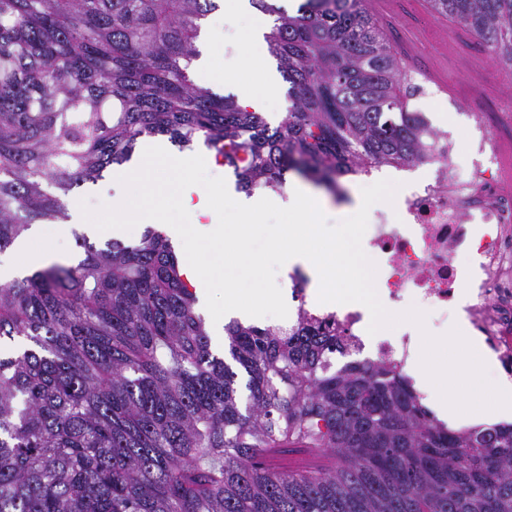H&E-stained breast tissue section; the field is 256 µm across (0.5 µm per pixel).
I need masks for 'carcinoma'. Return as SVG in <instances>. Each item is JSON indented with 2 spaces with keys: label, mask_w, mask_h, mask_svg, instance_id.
I'll return each mask as SVG.
<instances>
[{
  "label": "carcinoma",
  "mask_w": 512,
  "mask_h": 512,
  "mask_svg": "<svg viewBox=\"0 0 512 512\" xmlns=\"http://www.w3.org/2000/svg\"><path fill=\"white\" fill-rule=\"evenodd\" d=\"M429 2L512 63V0ZM252 3L288 82L275 124L190 76L214 0H0V255L147 137L203 139L248 192L427 158L362 0ZM77 241L0 284V340L29 342L0 356V512H512V424L453 429L395 366L335 367L349 337L304 310L224 326L229 364L161 232Z\"/></svg>",
  "instance_id": "1"
}]
</instances>
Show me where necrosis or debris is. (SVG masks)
Returning <instances> with one entry per match:
<instances>
[{"mask_svg": "<svg viewBox=\"0 0 512 512\" xmlns=\"http://www.w3.org/2000/svg\"><path fill=\"white\" fill-rule=\"evenodd\" d=\"M447 139H437L427 158L430 179L410 186L393 202L372 206L364 234L378 260L375 282L393 308L410 304L447 313L461 305L472 336L512 374V191L504 167L476 166L459 174ZM355 352L406 368L412 336L402 331L365 345L363 314H329Z\"/></svg>", "mask_w": 512, "mask_h": 512, "instance_id": "obj_1", "label": "necrosis or debris"}]
</instances>
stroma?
<instances>
[{
	"instance_id": "obj_1",
	"label": "stroma",
	"mask_w": 512,
	"mask_h": 512,
	"mask_svg": "<svg viewBox=\"0 0 512 512\" xmlns=\"http://www.w3.org/2000/svg\"><path fill=\"white\" fill-rule=\"evenodd\" d=\"M244 19L227 15L218 27L213 63L224 74V94L262 85L263 62L251 56L244 40ZM383 30L392 48L407 46L420 61L419 76L430 98L413 99L409 109L419 112L439 133L456 140L454 163L461 168L495 166L498 154L512 152V136L475 127L472 113L512 107V66L493 61L492 49L457 24L435 15L428 0H398V14ZM484 143L483 152L471 142Z\"/></svg>"
}]
</instances>
